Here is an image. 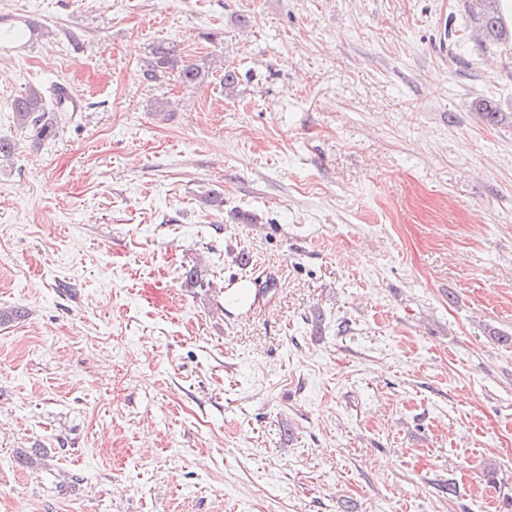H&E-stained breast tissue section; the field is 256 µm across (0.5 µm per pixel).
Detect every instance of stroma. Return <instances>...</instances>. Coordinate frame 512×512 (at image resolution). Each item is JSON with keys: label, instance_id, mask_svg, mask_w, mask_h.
<instances>
[{"label": "stroma", "instance_id": "obj_1", "mask_svg": "<svg viewBox=\"0 0 512 512\" xmlns=\"http://www.w3.org/2000/svg\"><path fill=\"white\" fill-rule=\"evenodd\" d=\"M29 24L0 512H503L512 48L444 38L462 0H0ZM161 44L198 88L146 76ZM53 82L78 109L36 143L12 102Z\"/></svg>", "mask_w": 512, "mask_h": 512}]
</instances>
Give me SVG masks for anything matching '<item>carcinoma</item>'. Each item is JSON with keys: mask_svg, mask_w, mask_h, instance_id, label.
<instances>
[{"mask_svg": "<svg viewBox=\"0 0 512 512\" xmlns=\"http://www.w3.org/2000/svg\"><path fill=\"white\" fill-rule=\"evenodd\" d=\"M500 2L501 0H465V11L481 36L480 47L484 50L512 44V29L504 23ZM166 70L175 72L179 83L189 90L198 87L205 78L202 66L179 59L175 49L170 46L159 45L154 50L153 61L146 70V75L154 77ZM59 91L60 87L53 88V99L49 102L39 89L31 87L25 95L13 102L17 125L28 131L36 142L55 135L61 120L60 113L77 111V105L58 98ZM45 457L46 449L32 448L19 453L17 460L19 465L32 468L43 464Z\"/></svg>", "mask_w": 512, "mask_h": 512, "instance_id": "1", "label": "carcinoma"}]
</instances>
